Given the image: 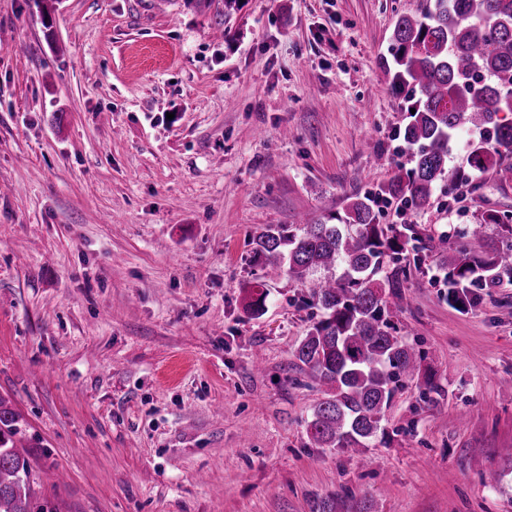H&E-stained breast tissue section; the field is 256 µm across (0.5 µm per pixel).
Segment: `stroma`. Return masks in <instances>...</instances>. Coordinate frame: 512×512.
Wrapping results in <instances>:
<instances>
[{"label": "stroma", "instance_id": "35a3bbf8", "mask_svg": "<svg viewBox=\"0 0 512 512\" xmlns=\"http://www.w3.org/2000/svg\"><path fill=\"white\" fill-rule=\"evenodd\" d=\"M427 0H0V398L53 512H512V286L445 298L441 252L512 216L493 172L399 220L392 320L427 353L378 464L319 448L294 351L319 318L288 275L265 310L252 238L344 213L411 156L391 34ZM443 396L425 399L427 382ZM501 475L489 486L488 473Z\"/></svg>", "mask_w": 512, "mask_h": 512}]
</instances>
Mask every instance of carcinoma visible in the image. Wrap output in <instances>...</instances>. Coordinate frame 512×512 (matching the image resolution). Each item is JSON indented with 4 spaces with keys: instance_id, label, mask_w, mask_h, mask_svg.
I'll use <instances>...</instances> for the list:
<instances>
[{
    "instance_id": "obj_1",
    "label": "carcinoma",
    "mask_w": 512,
    "mask_h": 512,
    "mask_svg": "<svg viewBox=\"0 0 512 512\" xmlns=\"http://www.w3.org/2000/svg\"><path fill=\"white\" fill-rule=\"evenodd\" d=\"M394 86L410 122L399 131L412 166L401 167L381 189L412 211L430 204L439 184L469 182L491 169L512 182V0H430L419 15H402L392 35ZM464 128L481 139L468 145L467 167L448 166V151ZM336 223L301 217L294 224L264 227L253 238L265 257V273L245 297L252 315L263 312L266 281L284 273L307 290L322 311L294 356L322 387L323 397L307 421V435L320 448L358 452L385 435L386 410L395 391L421 373L423 357L396 335L389 307H403L404 293L379 278L385 258L406 251L410 238L377 221L373 196L352 197ZM488 212L476 220L466 245L443 250L448 304L464 308L468 289L512 285V244L484 250L482 228L502 224ZM341 269L339 276H318ZM19 416L0 399V512H45L35 501L34 474L15 444Z\"/></svg>"
}]
</instances>
